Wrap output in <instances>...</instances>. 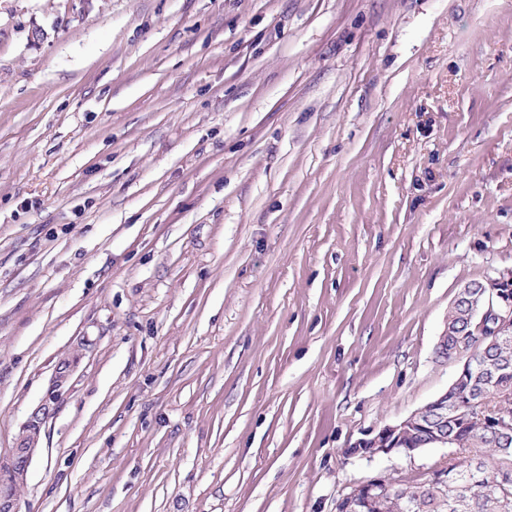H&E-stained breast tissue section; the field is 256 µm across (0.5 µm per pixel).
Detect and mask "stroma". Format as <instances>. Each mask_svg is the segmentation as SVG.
I'll use <instances>...</instances> for the list:
<instances>
[{
	"label": "stroma",
	"mask_w": 512,
	"mask_h": 512,
	"mask_svg": "<svg viewBox=\"0 0 512 512\" xmlns=\"http://www.w3.org/2000/svg\"><path fill=\"white\" fill-rule=\"evenodd\" d=\"M512 270V0H0L19 512H336Z\"/></svg>",
	"instance_id": "35a3bbf8"
}]
</instances>
